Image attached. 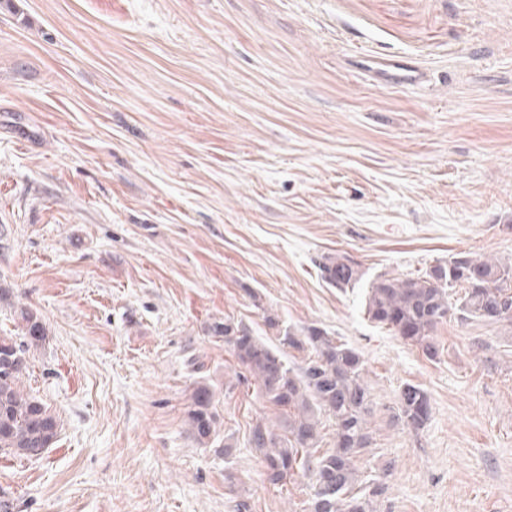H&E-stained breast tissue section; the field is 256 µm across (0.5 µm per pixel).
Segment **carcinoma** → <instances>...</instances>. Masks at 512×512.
<instances>
[{"label":"carcinoma","mask_w":512,"mask_h":512,"mask_svg":"<svg viewBox=\"0 0 512 512\" xmlns=\"http://www.w3.org/2000/svg\"><path fill=\"white\" fill-rule=\"evenodd\" d=\"M319 270L326 282L341 290L355 287L362 278L353 262L335 255L323 256ZM456 287L462 292H454ZM252 299L265 325L277 332L275 339L257 336L231 317L214 323L211 331L224 338L237 361L234 382L224 385L225 391L255 383L277 417L276 424L266 417L257 419L249 432L248 444L263 462L265 480L282 488L297 475L309 477L313 493L308 512H378L374 503L385 494V484L371 479L355 489V460L374 441L373 403L360 353L320 326L284 327L260 297L254 294ZM365 313L433 357L434 330L453 314L462 321L476 318L512 326V261L461 252L416 277L381 276L369 286ZM18 318L28 340L0 337V455L38 460L57 442L61 424L39 398L20 389L28 369L26 354L45 341V330L27 307L19 309ZM294 352L302 355L298 367L291 365ZM214 399L210 384L196 383L188 397L186 421L197 444L227 458L235 443L231 435L220 436ZM431 410L422 388H401L395 419L404 427L422 429ZM324 417L333 422L336 439L334 448L321 453Z\"/></svg>","instance_id":"obj_1"}]
</instances>
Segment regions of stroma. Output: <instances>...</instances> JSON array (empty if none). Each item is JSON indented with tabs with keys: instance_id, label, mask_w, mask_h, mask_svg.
<instances>
[{
	"instance_id": "obj_1",
	"label": "stroma",
	"mask_w": 512,
	"mask_h": 512,
	"mask_svg": "<svg viewBox=\"0 0 512 512\" xmlns=\"http://www.w3.org/2000/svg\"><path fill=\"white\" fill-rule=\"evenodd\" d=\"M375 50L425 83L377 79ZM459 252L512 260V0H0V336L41 319L23 385L62 423L43 459L0 458V512H233L228 467L250 512H307L309 478L265 481L268 409L225 393L209 333L266 311L362 355L381 512H512V329L449 317L432 359L362 310ZM201 378L232 465L187 432ZM318 266L324 280L341 290L354 288L362 278L358 267L345 257L325 255ZM397 410L394 418L407 429L418 431L429 420L432 403L422 388L406 384L400 390Z\"/></svg>"
}]
</instances>
